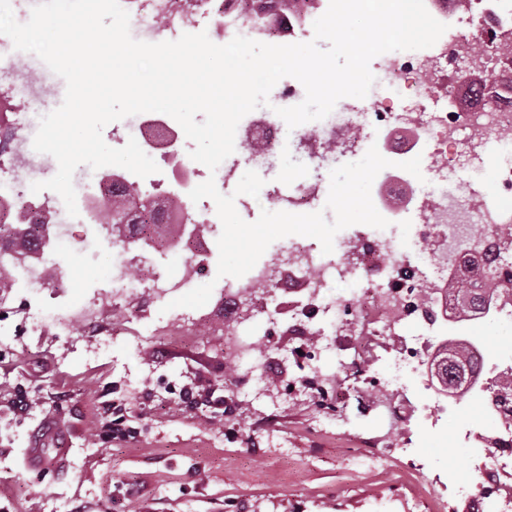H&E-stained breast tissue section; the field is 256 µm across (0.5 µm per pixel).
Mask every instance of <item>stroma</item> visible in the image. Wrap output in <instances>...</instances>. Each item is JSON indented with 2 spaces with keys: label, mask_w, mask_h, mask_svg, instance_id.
<instances>
[{
  "label": "stroma",
  "mask_w": 512,
  "mask_h": 512,
  "mask_svg": "<svg viewBox=\"0 0 512 512\" xmlns=\"http://www.w3.org/2000/svg\"><path fill=\"white\" fill-rule=\"evenodd\" d=\"M110 222L102 213L98 224L71 225L53 242L49 254L65 258L68 287L49 280L0 292V512H465L435 478L469 468L456 420L424 440L437 464L418 472L400 450L415 426L389 425L373 394L354 391L341 365L333 367L344 394L341 422L328 429L317 426L305 396L286 399L278 388L228 414L181 412L185 387L212 388L218 403L234 374L224 359L218 260L195 279L214 288L186 327L182 308L165 309L151 289L113 295ZM37 310L70 314L71 335H56L48 323L31 332L27 318ZM244 319L269 375L296 376L287 331L269 339L262 318L248 311ZM20 393L31 408L8 410ZM103 400L140 415L135 441L98 442ZM49 418L69 453L58 468L29 469L30 438ZM373 436L384 459L369 468L356 457Z\"/></svg>",
  "instance_id": "35a3bbf8"
}]
</instances>
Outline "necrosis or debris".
I'll use <instances>...</instances> for the list:
<instances>
[{
	"label": "necrosis or debris",
	"instance_id": "obj_1",
	"mask_svg": "<svg viewBox=\"0 0 512 512\" xmlns=\"http://www.w3.org/2000/svg\"><path fill=\"white\" fill-rule=\"evenodd\" d=\"M427 11L447 29L431 47L379 55L371 71L385 91L360 101L344 102L326 118L284 129L263 116L243 129L246 158L230 155L215 173L183 161L186 135L174 119L161 112L124 118L112 128L119 145L136 140L158 153L162 174L129 175L127 184L143 194L163 186L179 209L164 216L168 224H207L219 237L222 223L212 199L193 202L190 191L207 179L228 188L240 162L265 163L286 142L295 145V162L319 158L357 161L370 132L393 138L387 158L404 162L420 158L433 175L455 167L483 171L491 153L508 154L492 183L495 197L479 189L464 193L447 188L414 194L411 173L393 175L384 169L373 182L371 198L388 220L384 229L363 226L331 253L299 238L277 246L269 260L257 262L245 275L224 279V357L238 367L226 402L268 391L254 335L240 315L243 301L261 298L260 314L267 333L287 325L299 349L301 372L295 387L305 388L323 423L338 410L328 387L327 354L365 348L373 338L394 339V354L381 380L379 402L389 422L401 410L394 394L409 391L415 398L419 437L439 434L447 418L459 423L458 440L468 448L472 464L465 476L448 471V486L457 499L474 504L477 512H512V493H503V477L512 476V410L495 405L491 396L512 380V338L490 342L471 337L478 354V374L463 398H448L436 388L430 363L444 336L462 335L468 320L459 315L448 292L472 263L496 269L501 288L492 292L489 327L512 329V250H504L501 231L512 227V0H424ZM130 14L133 38L151 43L171 41L182 33L206 32L223 45L241 35L259 42L284 45L314 37L313 19L322 16L329 0H121ZM494 70L487 85L471 80L478 67ZM54 94L35 74L0 66V220L11 209L29 202L27 181L36 177L35 151L27 135L32 114L50 111ZM326 173L289 182L266 184L261 196L278 210L301 214L315 209L324 192ZM414 209L416 248L400 249L397 223ZM287 277L288 288L277 281ZM338 281L354 282L343 295H329ZM263 296H256V289Z\"/></svg>",
	"mask_w": 512,
	"mask_h": 512
}]
</instances>
